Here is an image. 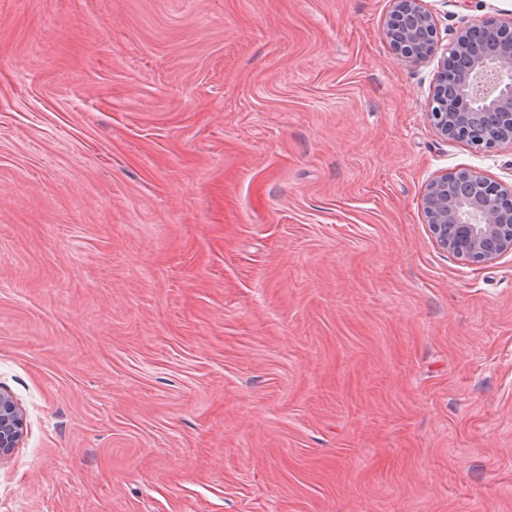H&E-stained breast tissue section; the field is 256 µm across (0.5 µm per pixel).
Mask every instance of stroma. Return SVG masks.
Masks as SVG:
<instances>
[{
    "instance_id": "1",
    "label": "stroma",
    "mask_w": 512,
    "mask_h": 512,
    "mask_svg": "<svg viewBox=\"0 0 512 512\" xmlns=\"http://www.w3.org/2000/svg\"><path fill=\"white\" fill-rule=\"evenodd\" d=\"M391 11L0 0V512H512V253L421 208L512 146L437 131ZM25 431V419L11 394L0 389V458L17 448Z\"/></svg>"
}]
</instances>
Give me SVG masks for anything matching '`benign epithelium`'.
<instances>
[{"label":"benign epithelium","instance_id":"1","mask_svg":"<svg viewBox=\"0 0 512 512\" xmlns=\"http://www.w3.org/2000/svg\"><path fill=\"white\" fill-rule=\"evenodd\" d=\"M384 37L409 63L438 59L428 115L442 136L467 139L479 150L512 145V17L491 18L440 43L421 0H392ZM512 198V184L490 183L470 168L445 172L426 186L421 207L437 246L465 263H492L512 252V210L492 200ZM25 419L0 389V457L18 447Z\"/></svg>","mask_w":512,"mask_h":512}]
</instances>
